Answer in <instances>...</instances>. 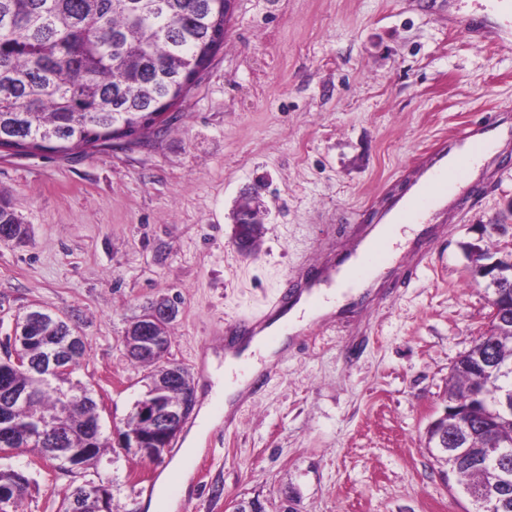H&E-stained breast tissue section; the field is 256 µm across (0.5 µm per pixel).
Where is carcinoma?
<instances>
[{
	"label": "carcinoma",
	"instance_id": "carcinoma-1",
	"mask_svg": "<svg viewBox=\"0 0 512 512\" xmlns=\"http://www.w3.org/2000/svg\"><path fill=\"white\" fill-rule=\"evenodd\" d=\"M224 42V0H0V148L29 152L52 140V151L94 150L115 139L141 133L160 107L185 97L190 77ZM22 241L27 227L6 202L0 203V232ZM75 325L49 316L44 333L66 336ZM86 349L72 358L62 395L28 370H12L0 360L11 385L28 392V404L11 419L12 434L23 439L40 418H55L69 430L65 447L112 451L104 432L88 435L98 422L91 389L74 377ZM489 358L501 374L485 373ZM143 398L179 401L183 386L158 391L155 373ZM512 392V311L492 334L460 356L448 383V401L473 411L463 459H448L460 487L480 489L489 481L481 449L507 448L499 461L506 485L492 489L498 512H512V411L501 405ZM30 479L22 469L0 468V497L15 507Z\"/></svg>",
	"mask_w": 512,
	"mask_h": 512
}]
</instances>
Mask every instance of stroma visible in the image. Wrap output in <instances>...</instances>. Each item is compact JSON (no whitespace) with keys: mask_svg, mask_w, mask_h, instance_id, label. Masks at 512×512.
<instances>
[{"mask_svg":"<svg viewBox=\"0 0 512 512\" xmlns=\"http://www.w3.org/2000/svg\"><path fill=\"white\" fill-rule=\"evenodd\" d=\"M492 0H232L224 43L186 97L141 139L94 152L0 151V198L28 241L0 240V359L17 316L40 305L77 325L78 372L105 433L125 431L149 368L123 336L143 307L175 299L168 361L198 399L224 354V324L275 296L322 251L404 194L412 164L466 126L512 119V18ZM260 187L261 246L230 244L240 196ZM426 267L386 300L290 342L239 429L207 432L181 491L173 454L116 448L90 481L112 512H145L147 482L176 485L178 512H471L425 449L452 367L489 326L492 289L463 245L512 251V149L462 188ZM29 453L21 512H58L72 481Z\"/></svg>","mask_w":512,"mask_h":512,"instance_id":"1","label":"stroma"}]
</instances>
